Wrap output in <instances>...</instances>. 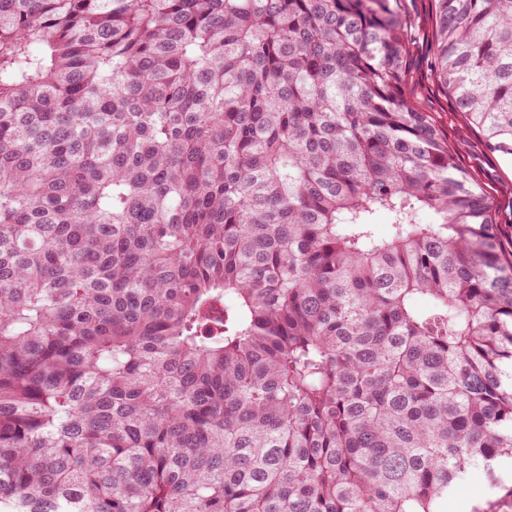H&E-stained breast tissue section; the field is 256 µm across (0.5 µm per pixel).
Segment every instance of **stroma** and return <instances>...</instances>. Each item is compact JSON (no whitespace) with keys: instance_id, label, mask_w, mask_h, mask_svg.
Segmentation results:
<instances>
[{"instance_id":"stroma-1","label":"stroma","mask_w":512,"mask_h":512,"mask_svg":"<svg viewBox=\"0 0 512 512\" xmlns=\"http://www.w3.org/2000/svg\"><path fill=\"white\" fill-rule=\"evenodd\" d=\"M407 23V93L423 111L429 112L457 154L463 167L483 187L492 204L502 253L512 260V155L494 149L483 134L456 112L449 96L438 87L432 72L431 18L433 0H397ZM482 473H474L449 494L444 512H478L494 499Z\"/></svg>"}]
</instances>
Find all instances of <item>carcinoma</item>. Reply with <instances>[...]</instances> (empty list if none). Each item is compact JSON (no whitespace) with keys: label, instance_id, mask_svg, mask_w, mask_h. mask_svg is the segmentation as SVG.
Returning <instances> with one entry per match:
<instances>
[{"label":"carcinoma","instance_id":"carcinoma-1","mask_svg":"<svg viewBox=\"0 0 512 512\" xmlns=\"http://www.w3.org/2000/svg\"><path fill=\"white\" fill-rule=\"evenodd\" d=\"M434 2L512 155V0ZM406 81L392 0H0V512L505 488L512 265Z\"/></svg>","mask_w":512,"mask_h":512}]
</instances>
